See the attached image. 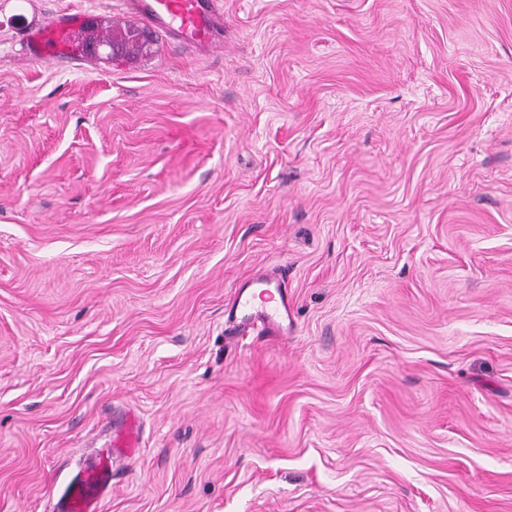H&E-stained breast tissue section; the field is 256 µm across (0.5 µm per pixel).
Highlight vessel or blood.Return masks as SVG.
I'll return each mask as SVG.
<instances>
[{
  "mask_svg": "<svg viewBox=\"0 0 512 512\" xmlns=\"http://www.w3.org/2000/svg\"><path fill=\"white\" fill-rule=\"evenodd\" d=\"M118 9L147 30L188 49L209 50L224 33L223 0H119ZM97 25L98 13L94 10L61 15L41 30L29 33L28 50L38 58L75 53L93 56V43L81 39L79 33ZM232 308L241 314L240 321L232 325L241 335L257 329L284 334L291 323L288 293L275 278L262 277L240 287ZM139 448V423L131 418L115 431L108 448L82 468L53 512H99L112 483L114 459L135 456Z\"/></svg>",
  "mask_w": 512,
  "mask_h": 512,
  "instance_id": "1",
  "label": "vessel or blood"
}]
</instances>
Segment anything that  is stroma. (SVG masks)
<instances>
[{"label": "stroma", "instance_id": "obj_1", "mask_svg": "<svg viewBox=\"0 0 512 512\" xmlns=\"http://www.w3.org/2000/svg\"><path fill=\"white\" fill-rule=\"evenodd\" d=\"M0 0V512H512V0H224L31 58ZM286 276L287 334L232 336ZM116 9L188 49L207 52L224 33L222 0H120ZM139 423L135 416L115 431L108 448L86 464L57 501L54 512H99L100 503L112 483L113 459L135 456L140 448Z\"/></svg>", "mask_w": 512, "mask_h": 512}]
</instances>
